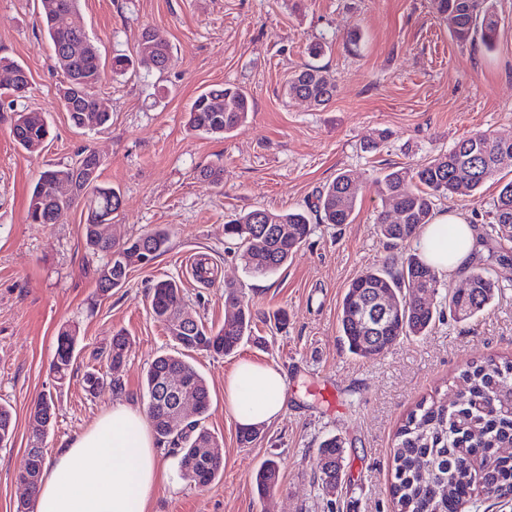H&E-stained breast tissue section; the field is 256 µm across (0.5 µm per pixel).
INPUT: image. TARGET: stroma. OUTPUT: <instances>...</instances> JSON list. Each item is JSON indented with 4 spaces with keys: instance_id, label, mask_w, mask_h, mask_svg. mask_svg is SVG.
<instances>
[{
    "instance_id": "stroma-1",
    "label": "stroma",
    "mask_w": 512,
    "mask_h": 512,
    "mask_svg": "<svg viewBox=\"0 0 512 512\" xmlns=\"http://www.w3.org/2000/svg\"><path fill=\"white\" fill-rule=\"evenodd\" d=\"M499 33L493 50L480 39L456 41L432 0H80L88 33L103 60L135 54L142 28L168 43L164 72L139 68L102 83L99 97L110 128H74L57 100L61 73L39 26L38 0H0V57L31 75L23 98L0 111V403L11 405L15 428L0 446V512H15L27 462L30 407L52 393L56 420L43 443L52 457L90 429L116 398L143 404V378L174 343L149 310L159 280L178 282L195 319L224 321V286L240 287L255 314L252 336L229 356L193 352L206 380L204 424L221 438L224 472L211 485H190L179 459L162 452L167 479L148 512H398L390 493L397 431L422 400L445 391L469 361L512 360V241L490 239L478 258L500 290L474 320L437 321L428 335L405 340L375 359L344 346L342 298L358 275L399 262L414 243L387 245L377 231L382 209L377 178L447 150L462 137L488 131L512 141V0H494ZM319 41L321 56L307 53ZM312 62L335 83L320 107L287 97L294 70ZM244 87L252 101L246 124L224 138L187 126L193 100L215 85ZM43 112L50 135L29 154L9 134L12 110ZM100 155V181L120 193L112 234L127 240L163 225L170 247L152 265L133 267L127 283L97 290L100 257L89 252L83 205L56 223L34 224L28 199L40 171L73 162L83 148ZM224 166L220 185L199 179ZM362 186L353 221L324 224L311 206L338 173ZM498 180L476 194L440 200L488 230ZM310 212L311 234L288 265L266 278L250 276L225 223L251 209ZM208 259L212 281L196 282L190 262ZM285 311L286 323L274 320ZM79 328L71 372L56 384L49 364L62 325ZM130 339L119 372L122 395H89L83 376L105 370L94 354L116 331ZM269 362L288 377L284 415L260 427L248 444L224 406V378L242 360ZM343 445V473L332 502L317 486L318 448L328 437ZM279 465L277 490L260 498L253 476L267 459Z\"/></svg>"
}]
</instances>
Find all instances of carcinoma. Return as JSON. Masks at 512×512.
<instances>
[{"label":"carcinoma","instance_id":"1","mask_svg":"<svg viewBox=\"0 0 512 512\" xmlns=\"http://www.w3.org/2000/svg\"><path fill=\"white\" fill-rule=\"evenodd\" d=\"M39 2L43 32L62 73L58 101L68 99L66 83L77 79L84 87V97L73 101L68 112L72 125L81 128L89 99L98 95L104 80L105 63L89 36L78 0ZM434 4L438 17L457 41L466 42L478 35L486 48H494L498 18L493 0H434ZM61 10L72 17L73 27L66 33L56 28V16ZM67 45H79L82 51L73 56L65 50ZM171 62V49L162 42L154 46L150 62L139 54H117L110 67L116 74L141 66L163 72ZM334 91L335 84L322 67L311 64L295 70L286 87L287 95L315 107L329 102ZM249 112L251 101L242 88L216 85L195 98L188 127L222 138L242 127ZM11 133L21 149L30 154L39 152L49 135L44 113L25 109L15 113ZM92 154L86 149L75 163L42 171L29 195L28 217L35 223L56 209L84 202L87 219L83 235L88 249L104 260L97 282L98 291L104 294L122 287L134 265L146 266L164 253L169 247L170 233L165 227H157L121 244L102 237L98 220L112 218L121 207V197L100 183L102 163H94ZM505 169L512 170V142L487 132L466 136L422 164L393 169L378 181V186L384 205L400 212V222L389 221L387 211L383 210L377 217V230L381 237L395 244L412 241L425 225L432 223L438 201L458 193L461 186L470 194ZM359 191L357 180L347 172L341 173L318 191L315 212L327 224H349ZM489 228L498 237L512 240V180L500 189ZM224 231L238 245L245 269L253 276L265 277L293 259L310 235L311 225L303 212L254 209L230 220ZM469 278L471 288L466 293L456 291L441 298L438 273L414 251L402 257L396 268L387 265L355 277L344 294L340 315V330L348 352L361 359L380 356L404 339L427 335L446 309L458 321L473 318L494 299L498 284L486 267L472 268ZM378 294L391 295L395 309L378 326L370 328L363 319V310ZM150 307L153 318L163 325L181 351L158 356L148 368L144 380L146 413L157 440L180 456L183 478L203 488L222 472L224 457L218 452L222 447L220 439L202 424L210 404L208 387L194 366L183 359V352L233 354L249 337L252 309L238 287L226 285L224 308L228 317L221 326L207 327L194 320L177 330L174 320L184 308V301L174 280H162L153 286ZM78 333L74 324L59 329L50 371L60 384L75 356ZM128 348L127 336L116 332L104 350L109 372L123 366ZM168 375L179 376L196 402V419L176 430L167 425L170 409L175 405L162 386ZM510 377L512 361H471L461 369L462 385L452 395H435L408 414L393 449L394 481L390 491L399 512H465L480 493L489 498L512 499V459L495 452L497 448L512 447V416L500 411L497 398L499 390L509 388L505 380ZM84 384L93 396L107 390L118 395L123 390L119 378L103 375L96 369L85 374ZM54 418L53 396L41 395L30 410L29 460L26 471L19 475L28 487V498L23 506L16 507V512H31L45 465L42 442ZM14 427L12 411L1 404L0 441L9 440ZM319 456L318 485L329 496L336 490V476L341 468V440H324ZM278 471V462L273 458L257 470L254 484L259 496L275 491ZM443 484L453 486L452 496L438 493Z\"/></svg>","mask_w":512,"mask_h":512}]
</instances>
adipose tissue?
<instances>
[{"label":"adipose tissue","mask_w":512,"mask_h":512,"mask_svg":"<svg viewBox=\"0 0 512 512\" xmlns=\"http://www.w3.org/2000/svg\"><path fill=\"white\" fill-rule=\"evenodd\" d=\"M483 246L478 228L456 212L426 225L416 242L428 264L451 275L467 270ZM224 403L240 427L270 424L286 410V375L274 364L242 361L224 379ZM165 477L146 414L119 401L50 460L34 512H148Z\"/></svg>","instance_id":"adipose-tissue-1"}]
</instances>
